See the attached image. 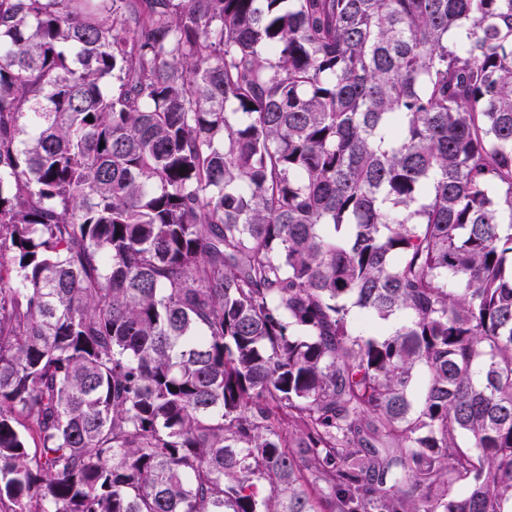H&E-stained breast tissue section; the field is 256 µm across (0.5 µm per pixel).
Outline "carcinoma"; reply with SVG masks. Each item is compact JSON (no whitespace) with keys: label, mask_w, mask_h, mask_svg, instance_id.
Returning a JSON list of instances; mask_svg holds the SVG:
<instances>
[{"label":"carcinoma","mask_w":512,"mask_h":512,"mask_svg":"<svg viewBox=\"0 0 512 512\" xmlns=\"http://www.w3.org/2000/svg\"><path fill=\"white\" fill-rule=\"evenodd\" d=\"M0 512H512V0H0Z\"/></svg>","instance_id":"obj_1"}]
</instances>
